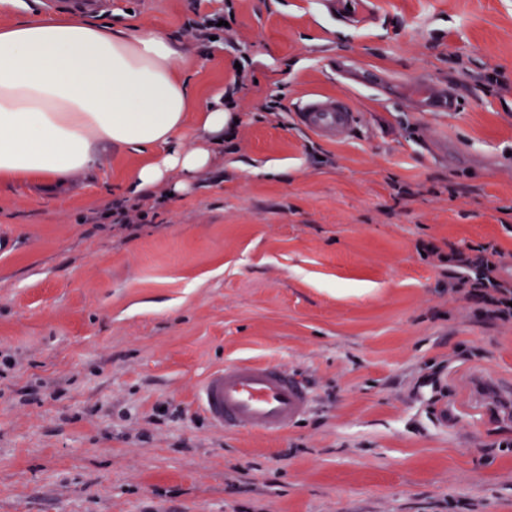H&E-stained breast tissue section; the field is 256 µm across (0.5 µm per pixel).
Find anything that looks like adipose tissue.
I'll use <instances>...</instances> for the list:
<instances>
[{"label":"adipose tissue","instance_id":"1","mask_svg":"<svg viewBox=\"0 0 512 512\" xmlns=\"http://www.w3.org/2000/svg\"><path fill=\"white\" fill-rule=\"evenodd\" d=\"M178 57L163 35L82 16L35 13L0 28V181L63 187L115 149L146 155L131 175L143 191L209 168V149L181 144L194 90Z\"/></svg>","mask_w":512,"mask_h":512}]
</instances>
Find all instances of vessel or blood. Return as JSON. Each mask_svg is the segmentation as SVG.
<instances>
[{"label": "vessel or blood", "instance_id": "vessel-or-blood-1", "mask_svg": "<svg viewBox=\"0 0 512 512\" xmlns=\"http://www.w3.org/2000/svg\"><path fill=\"white\" fill-rule=\"evenodd\" d=\"M299 124L319 138L342 140L354 124L347 98L314 95L296 113ZM200 410L219 429L279 435L310 408L311 395L276 363L227 364L213 369L199 384Z\"/></svg>", "mask_w": 512, "mask_h": 512}]
</instances>
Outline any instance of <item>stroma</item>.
<instances>
[{
	"instance_id": "35a3bbf8",
	"label": "stroma",
	"mask_w": 512,
	"mask_h": 512,
	"mask_svg": "<svg viewBox=\"0 0 512 512\" xmlns=\"http://www.w3.org/2000/svg\"><path fill=\"white\" fill-rule=\"evenodd\" d=\"M343 2L237 0L224 44L182 31L224 0L102 14L177 43L194 109L238 106L218 145L188 123L211 167L127 226L92 216L144 154L0 182V512H512V325L426 251L491 242L512 275V0ZM313 94L348 96L345 139L297 124ZM245 360L310 391L286 433L198 407Z\"/></svg>"
}]
</instances>
